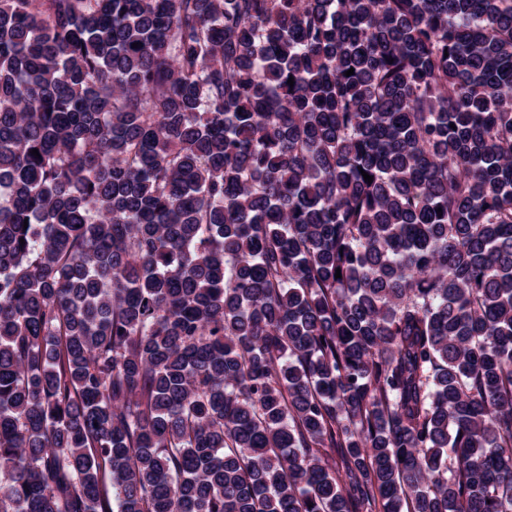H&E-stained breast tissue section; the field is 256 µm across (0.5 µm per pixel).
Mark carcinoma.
I'll list each match as a JSON object with an SVG mask.
<instances>
[{
  "label": "carcinoma",
  "instance_id": "1",
  "mask_svg": "<svg viewBox=\"0 0 512 512\" xmlns=\"http://www.w3.org/2000/svg\"><path fill=\"white\" fill-rule=\"evenodd\" d=\"M0 512H512V0H0Z\"/></svg>",
  "mask_w": 512,
  "mask_h": 512
}]
</instances>
